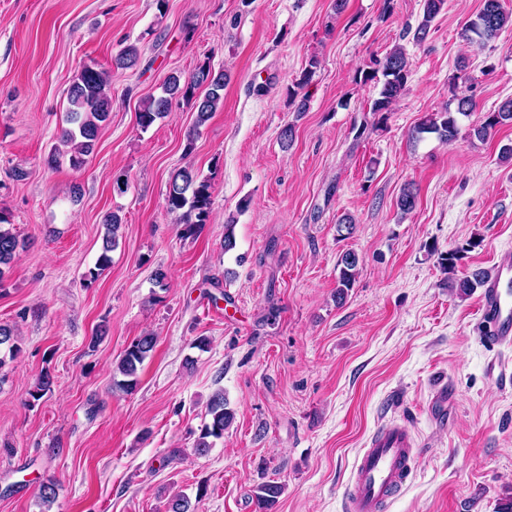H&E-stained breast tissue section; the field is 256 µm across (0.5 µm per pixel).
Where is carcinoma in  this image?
I'll list each match as a JSON object with an SVG mask.
<instances>
[{"mask_svg": "<svg viewBox=\"0 0 512 512\" xmlns=\"http://www.w3.org/2000/svg\"><path fill=\"white\" fill-rule=\"evenodd\" d=\"M446 0H423L422 19L413 30L406 34L412 35V40L421 45L428 39L431 24L442 11ZM512 26V14L503 9L501 0H483L482 7L475 18L465 27V33L473 34L471 42L484 44L495 38L501 30ZM139 49L130 44L121 50L115 58V66L129 69L137 65ZM318 62L310 59L308 68L299 79L288 89L289 104L294 111L308 110V98L300 94L315 74ZM410 73V61L401 46L395 47L382 59L372 61V66L364 72L363 81L380 83L378 97L373 101L371 112L381 114L390 111L392 105L404 94ZM228 74L222 69H215L210 63L204 62L196 67L194 72L183 79L177 74H171L162 85L158 96L146 99L138 112L139 125L147 129L156 121L170 115L173 102L183 99L193 102L197 112L196 126L207 122L224 100V87ZM205 89L204 95H199V89ZM69 109L65 113V126L58 134V146L54 152H64L70 155V163L79 167L83 157L91 154L98 140L101 128L106 125L112 113V83L110 73L103 67L91 63L81 67L67 90ZM473 96L462 95L456 99V110L445 109L434 112L414 126L411 137L419 139L424 134H435L444 141L454 140L458 134L457 116L468 115L474 111ZM512 123V98L500 103L497 109L485 113L481 123L474 128V135L487 139L497 127ZM417 202V190L411 183L405 184L397 198V207L401 214L407 215L414 211ZM166 209L178 214L177 223L183 226L182 235L194 236L201 226L207 223L211 213V185L195 171L183 168L175 171L170 178L165 197ZM8 220L0 213V279L3 278L4 268L15 260L19 241L17 237L3 225ZM102 225L103 250L99 256L96 269L89 271L90 279H96L111 263L112 252L119 241V231L122 218L115 212L103 216ZM459 251H450L440 258L444 273L448 274V287L463 298L469 296L474 289L483 285L490 272L477 268L469 274L456 276ZM360 259L353 251L343 253L338 260L339 277L336 285V302H342L348 292L354 287L359 274ZM156 345V337L144 334L134 339L124 350L116 372L123 376L121 380L113 381L115 389L129 392L137 384L136 374L141 365ZM235 419V410L224 395L223 390L215 391L209 398L205 420L194 441V450L199 455H205L213 447L214 441L224 437ZM59 486L48 480L38 487V497L42 504L49 508L58 496ZM283 492V485L276 482H266L258 487L256 506L258 512H272Z\"/></svg>", "mask_w": 512, "mask_h": 512, "instance_id": "1", "label": "carcinoma"}]
</instances>
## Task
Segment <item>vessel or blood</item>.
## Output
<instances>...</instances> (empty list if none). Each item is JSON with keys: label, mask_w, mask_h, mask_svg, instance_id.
<instances>
[{"label": "vessel or blood", "mask_w": 512, "mask_h": 512, "mask_svg": "<svg viewBox=\"0 0 512 512\" xmlns=\"http://www.w3.org/2000/svg\"><path fill=\"white\" fill-rule=\"evenodd\" d=\"M481 320L487 340L512 344V252L499 255L480 296ZM416 442L409 428L393 421L368 439L347 491L348 512H381L388 499L406 482L408 461Z\"/></svg>", "instance_id": "1"}]
</instances>
